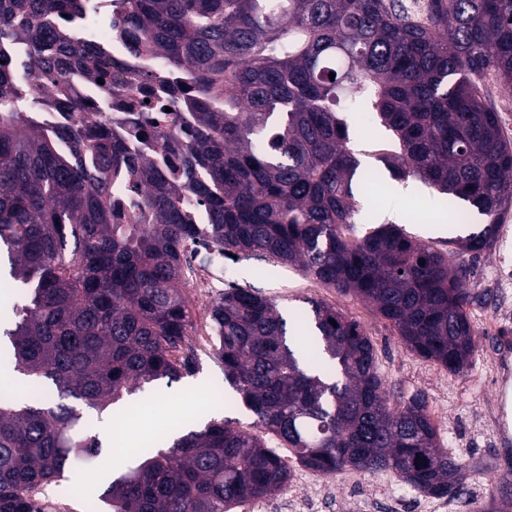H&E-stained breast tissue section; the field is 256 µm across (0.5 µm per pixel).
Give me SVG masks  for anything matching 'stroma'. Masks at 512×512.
Listing matches in <instances>:
<instances>
[{
	"label": "stroma",
	"mask_w": 512,
	"mask_h": 512,
	"mask_svg": "<svg viewBox=\"0 0 512 512\" xmlns=\"http://www.w3.org/2000/svg\"><path fill=\"white\" fill-rule=\"evenodd\" d=\"M347 120L355 132L361 166L376 180L371 190L361 182L353 184L357 231L370 224H400L420 241L447 247L457 226L447 220L448 209L442 199L417 180L392 177L378 161L375 151L386 139L383 129L361 133L363 115L359 112L348 113ZM463 260L474 267L469 282L474 301L469 313L476 352L467 371L453 374L409 351L392 327L359 298L325 287L294 267H274L253 258L225 259V282L274 298L283 315H307L309 302L315 299L358 321L374 346L390 398L403 401L423 395L442 445L468 466L464 495L448 500L408 487L388 472L372 474L347 468L321 475L295 463L286 493L252 500L235 512H351L350 504L361 483L377 489V498L367 512H512V448L500 451L495 434L498 422L512 426V405L498 406L494 395L499 339L512 335V212L500 224L491 250L476 259L464 255ZM181 351L194 353L195 371L171 386L161 385L129 397L126 404L136 407L135 415L124 416L122 423L115 425L96 413H85L84 423L99 437L102 448L92 467L72 469L65 481L46 488L58 512H84V504L97 503L112 475L187 418H223L253 430L255 418L225 384L224 367L213 347L199 346L191 335Z\"/></svg>",
	"instance_id": "1"
}]
</instances>
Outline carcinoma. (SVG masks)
I'll return each instance as SVG.
<instances>
[{"label":"carcinoma","mask_w":512,"mask_h":512,"mask_svg":"<svg viewBox=\"0 0 512 512\" xmlns=\"http://www.w3.org/2000/svg\"><path fill=\"white\" fill-rule=\"evenodd\" d=\"M76 15L90 26L71 28ZM24 51L34 65L11 81ZM119 55L142 85L156 80L150 59L163 62L167 97L136 101L138 133L46 131L42 113L85 106L76 71L103 79L112 111L128 91ZM490 78L512 93V0H426L422 13L403 0H0V251L25 298L3 336L31 389L0 397V512H37L31 491L98 454L76 406L110 412L194 370L173 353L192 328L187 254L201 248L297 267L367 302L411 352L467 370L472 271L458 257L491 249L512 208ZM357 109L388 130L378 159L393 177L424 181L484 227L448 252L392 224L352 235L360 161L345 114ZM156 139L173 142L171 159L153 156ZM310 304L293 331L273 300L224 291L215 355L264 434L190 426L109 481L106 512H231L278 494L292 470L266 434L316 473L387 471L461 495L465 463L441 446L426 398L390 403L359 323Z\"/></svg>","instance_id":"carcinoma-1"}]
</instances>
